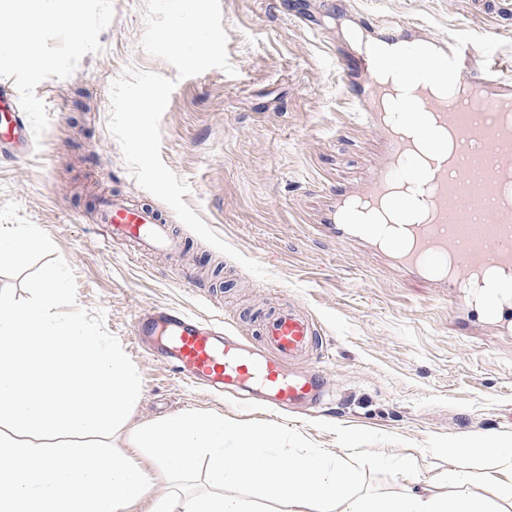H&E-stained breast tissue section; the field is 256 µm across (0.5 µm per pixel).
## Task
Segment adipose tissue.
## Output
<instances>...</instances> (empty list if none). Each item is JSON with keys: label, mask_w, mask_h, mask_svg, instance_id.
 <instances>
[{"label": "adipose tissue", "mask_w": 512, "mask_h": 512, "mask_svg": "<svg viewBox=\"0 0 512 512\" xmlns=\"http://www.w3.org/2000/svg\"><path fill=\"white\" fill-rule=\"evenodd\" d=\"M63 288L48 279L40 297L19 305L0 291V512H129L157 476L192 471L207 456V491L161 494L153 512H249L230 489L259 485L288 512H485L475 478L449 469V492L406 488L397 498L351 495L354 474L325 448L288 454L267 427H230L186 414L128 428L137 398L124 355L106 337L56 312ZM127 437L152 449L149 470L116 449ZM492 460L501 497L512 500V448L470 444Z\"/></svg>", "instance_id": "adipose-tissue-1"}]
</instances>
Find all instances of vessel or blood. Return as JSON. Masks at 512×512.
<instances>
[{
  "instance_id": "obj_1",
  "label": "vessel or blood",
  "mask_w": 512,
  "mask_h": 512,
  "mask_svg": "<svg viewBox=\"0 0 512 512\" xmlns=\"http://www.w3.org/2000/svg\"><path fill=\"white\" fill-rule=\"evenodd\" d=\"M357 23L370 41L400 46L384 59L336 58L355 112L383 134L385 158L364 189L332 192L328 224L338 236L388 256L401 273L450 289L453 299H464L467 285L481 283L484 304L500 307L512 295V196L503 195L504 186L512 187V78L496 66L478 65L472 45L431 40L411 24L383 26L362 16ZM382 70L401 84L406 107L422 102L436 117L415 123V142L399 138L378 110L386 94L376 79ZM444 79L463 82L467 97L430 96L431 86ZM444 127L457 133V153L443 143ZM27 132L20 102L1 88L0 144L23 141ZM398 182L412 184V198L390 195ZM362 200L389 204L392 224H361L354 205ZM413 204L426 208L431 220L410 222ZM99 222L108 239L132 243L141 252L173 255L183 247L156 210L120 196L102 202ZM137 330L161 337L159 352L176 374L214 391L276 410L315 408L333 398L321 371L296 369L321 347L320 329L301 305L264 315L252 348L225 329L169 308L140 318Z\"/></svg>"
}]
</instances>
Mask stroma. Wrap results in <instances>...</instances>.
<instances>
[{"label": "stroma", "instance_id": "stroma-1", "mask_svg": "<svg viewBox=\"0 0 512 512\" xmlns=\"http://www.w3.org/2000/svg\"><path fill=\"white\" fill-rule=\"evenodd\" d=\"M235 75L211 69L178 79L141 47L144 0H70L81 29L54 18L16 29L0 0V33L33 41L0 55V85L23 104L32 149L0 150V228L53 240L25 263L0 261V290L33 303L49 271L64 295L57 310L92 325L126 355L137 401L132 424L185 413L279 428L284 448H327L359 473L358 494L389 499L408 478L439 484L449 468L491 472L463 454L483 436L512 444V322L494 331L460 326L448 302L396 274L364 246L322 229L331 190L361 188L382 158L377 133L358 124L337 53L365 13L474 44L512 75V0L496 12L469 0H220ZM178 84L160 122L161 158L189 186L184 201L218 236L267 271L260 279L200 239L142 189L110 133V86L127 67ZM117 193L154 206L186 243L181 263L105 240L95 203ZM304 306L324 347L314 364L335 400L318 411L249 409L179 379L143 347L135 325L169 307L255 341L262 314Z\"/></svg>", "mask_w": 512, "mask_h": 512}]
</instances>
